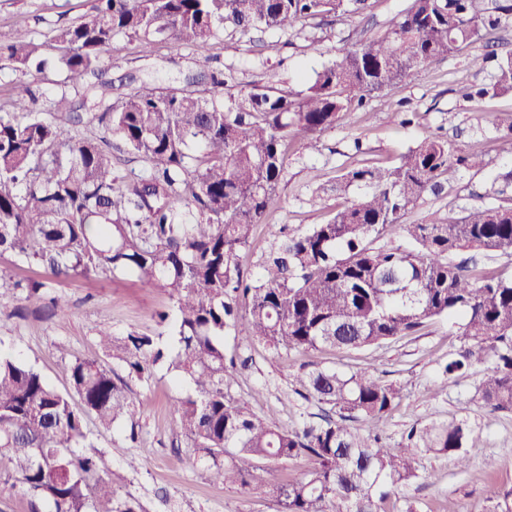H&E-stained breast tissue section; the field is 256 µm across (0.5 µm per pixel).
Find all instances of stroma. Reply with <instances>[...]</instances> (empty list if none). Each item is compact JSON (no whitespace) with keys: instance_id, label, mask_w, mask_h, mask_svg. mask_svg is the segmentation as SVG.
<instances>
[{"instance_id":"obj_1","label":"stroma","mask_w":512,"mask_h":512,"mask_svg":"<svg viewBox=\"0 0 512 512\" xmlns=\"http://www.w3.org/2000/svg\"><path fill=\"white\" fill-rule=\"evenodd\" d=\"M409 2L368 0L362 15L325 21L315 42L296 31L255 29L244 34L228 27L211 46L213 64L231 76L226 95L267 85L297 92L305 89L314 70L343 49L389 29ZM93 4L94 0H0V44L9 42L20 26L47 32L70 25ZM485 45H463L454 56L421 71L415 79L388 87L363 109L344 113L336 126L322 133L316 148L296 139L266 221L241 252L243 268L258 271L271 245L268 225L304 230L327 222L341 206L336 195L315 193L310 168H321L331 179L363 164L392 165L431 132L454 137L463 149L483 152L488 166L479 173L461 171L449 176L444 193L425 195L407 213L406 223L448 221L481 205L494 175L512 167V144L492 124L501 113L512 111V93L472 101L458 93L460 85L486 82V73L468 66ZM105 66L118 94L130 91L139 79L153 80L166 89L175 79L200 69L189 46L162 42L145 58L138 42L127 37L113 41ZM404 112L415 113L414 124H401ZM358 140L363 143L359 152L354 149ZM57 291L68 301L62 317L49 315L38 302L25 300L22 292L0 288V348L20 354L58 390L68 389L70 365L78 358L100 360L108 370L125 375V368L99 349L100 331L116 336L137 331L158 337L165 346L175 344L169 330L159 327L154 318L156 311L173 310L172 299L161 289L141 287L130 275L75 277L58 285ZM459 345L445 320L385 346L349 353L320 348L278 357L262 345L240 346L230 340L228 351L249 361L230 393L255 413L292 428L319 422L323 414L321 405L295 392L294 377L302 366L371 369L402 388L398 405L380 425L390 447H405L412 427L436 419L467 421L477 435L467 450L469 463L464 468L445 456L418 454V479L387 501L388 512H406L410 506L416 512H489L488 484L512 490V413L480 407L475 397L480 369L442 379V366ZM436 384L441 390L435 394L431 388ZM128 387L138 442H130L122 427L94 437L118 498L137 501L144 512H277L266 489L244 491L214 482L207 461L190 441L174 436L171 406L186 396L187 389L174 382L165 366H157L149 381L129 380ZM133 458L138 468L129 467ZM490 458L496 462L492 470L486 466ZM49 509V504L15 480L8 461L0 460V512Z\"/></svg>"}]
</instances>
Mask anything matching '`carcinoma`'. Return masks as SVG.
<instances>
[{
    "label": "carcinoma",
    "instance_id": "1",
    "mask_svg": "<svg viewBox=\"0 0 512 512\" xmlns=\"http://www.w3.org/2000/svg\"><path fill=\"white\" fill-rule=\"evenodd\" d=\"M367 0H96L75 23L42 42L18 28L6 59L22 75L49 64L65 74L67 91L38 106L33 82H11L0 99V253L46 267L51 278L27 285V299L64 315L65 296L45 289L73 276L101 271L131 274L160 288L176 316L157 313L177 338L173 352L143 333L100 332L105 355L142 381L167 366L191 392L173 404L174 429L211 461V476L248 490L263 485L279 512H386L401 486L419 478L413 451L446 455L464 467L472 432L457 420L413 428L408 448H392L379 422L399 403L400 389L369 370L316 366L296 382L305 398L329 407L323 422L289 429L253 413L229 389L247 361L228 354L224 338L259 343L275 354L327 347L349 352L409 336L447 318L460 347L443 375L475 366L482 406L512 411V207L475 206L451 221L406 224L424 195L443 189L441 177L481 171L480 153L430 134L391 166L364 165L332 181L318 168L310 180L324 193H359L323 224L290 232L268 227L271 249L249 274L240 252L283 179L288 148L318 136L340 114L365 105L387 87L447 59L483 32L512 26V0H411L389 30L362 41L314 71L299 92L272 86L235 105L224 103L222 73L203 70L210 96L188 77L160 90L141 81L112 98L100 80L104 55L121 36L136 38L149 55L162 41L188 45L207 63L211 41L231 26L296 29L316 18L360 14ZM54 51L44 54V47ZM469 66L488 72L467 99L512 92V52L477 55ZM91 113L102 135L66 136L61 122L79 125ZM113 140L143 163L119 174ZM491 195L512 197V168L492 182ZM395 228L405 244L376 246ZM71 391L61 392L24 360L0 350V457L18 482L47 501L50 512H136L119 501L101 476L104 456L92 450L86 418L110 431L130 424L138 440L126 386L95 359L70 367ZM311 466L297 480L270 479L297 459ZM490 512H512V490L486 488Z\"/></svg>",
    "mask_w": 512,
    "mask_h": 512
}]
</instances>
